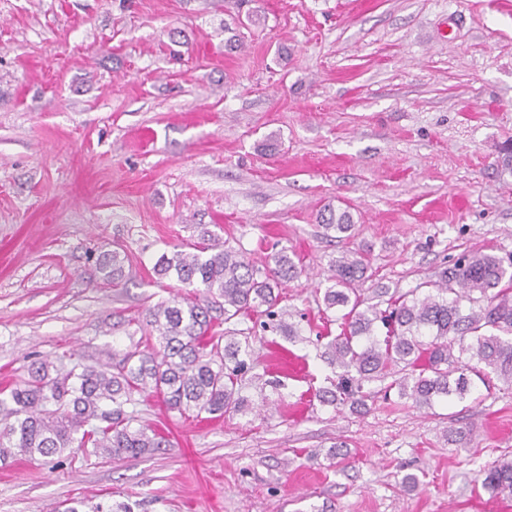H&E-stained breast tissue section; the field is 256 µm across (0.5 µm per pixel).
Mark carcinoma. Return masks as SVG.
Returning a JSON list of instances; mask_svg holds the SVG:
<instances>
[{
  "instance_id": "obj_1",
  "label": "carcinoma",
  "mask_w": 512,
  "mask_h": 512,
  "mask_svg": "<svg viewBox=\"0 0 512 512\" xmlns=\"http://www.w3.org/2000/svg\"><path fill=\"white\" fill-rule=\"evenodd\" d=\"M323 235L345 234L351 214L327 206L318 214ZM331 285L323 293L324 311L344 309L341 332L322 343L321 357L340 370L335 388L322 390L327 406L351 403L362 407L370 393L364 385L388 381L394 390L421 407L438 398L467 399L471 376L489 375L512 385V257L477 251L461 255L424 287L391 296L386 308L363 306L359 286L368 263L361 253L331 261ZM124 258L117 249L98 258L104 281L123 276ZM159 278L176 276L203 297L175 295L146 309L140 340L112 366L64 368L40 360L27 368L22 383L0 390V408L14 422L0 429V459L11 449L31 459L79 451L101 459L133 458L152 448H167L165 434L149 425L134 426L127 406L146 391L162 399L166 409L211 418L241 411L249 400L238 379L254 361L252 327L240 318L261 310L264 332L289 341L308 342L293 314L279 307L281 290L301 274L288 251L281 249L259 268L245 252L229 246L208 228L190 251L161 256L153 268ZM481 487L490 497L512 499V459L480 472ZM138 503H98L70 498L50 512H135Z\"/></svg>"
}]
</instances>
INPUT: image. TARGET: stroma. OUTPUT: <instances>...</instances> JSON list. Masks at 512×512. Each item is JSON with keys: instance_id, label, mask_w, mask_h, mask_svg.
<instances>
[{"instance_id": "obj_1", "label": "stroma", "mask_w": 512, "mask_h": 512, "mask_svg": "<svg viewBox=\"0 0 512 512\" xmlns=\"http://www.w3.org/2000/svg\"><path fill=\"white\" fill-rule=\"evenodd\" d=\"M239 42L227 48L229 32ZM512 0H0V387L32 360L105 364L129 321L182 293L153 266L208 226L256 265L303 266L282 305L322 313L330 262L406 292L464 253H512ZM348 236H323L325 206ZM123 248L103 283L96 258ZM281 387L201 419L137 397L171 445L137 458L0 465V512L140 501L138 512H512L479 471L512 459V386L417 409L368 384L321 405L335 375L310 343L256 346ZM464 428V445L446 432ZM346 458L330 460L334 444ZM416 487H405L406 475ZM318 223L323 229V235L330 238H341L336 235L348 233L354 226L352 216L348 211L336 212L330 205L320 211Z\"/></svg>"}]
</instances>
